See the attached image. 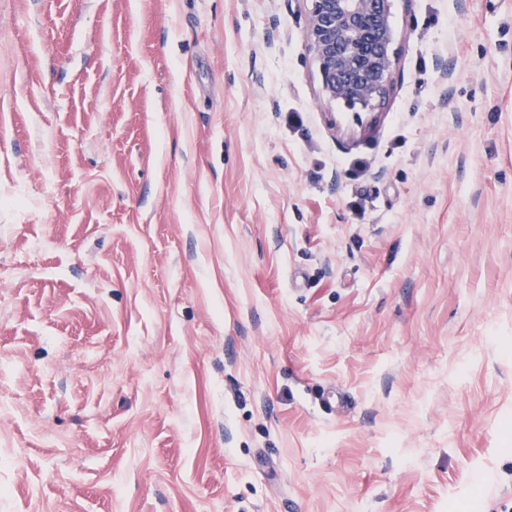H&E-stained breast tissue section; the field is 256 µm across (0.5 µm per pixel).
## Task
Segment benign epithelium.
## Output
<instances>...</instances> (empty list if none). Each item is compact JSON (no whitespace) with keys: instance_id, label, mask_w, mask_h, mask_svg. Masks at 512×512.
<instances>
[{"instance_id":"benign-epithelium-1","label":"benign epithelium","mask_w":512,"mask_h":512,"mask_svg":"<svg viewBox=\"0 0 512 512\" xmlns=\"http://www.w3.org/2000/svg\"><path fill=\"white\" fill-rule=\"evenodd\" d=\"M305 38L330 101L372 109L389 92L395 65L392 0H309Z\"/></svg>"}]
</instances>
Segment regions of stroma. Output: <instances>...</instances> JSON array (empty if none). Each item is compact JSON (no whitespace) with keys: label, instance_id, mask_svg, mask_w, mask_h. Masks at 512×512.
<instances>
[{"label":"stroma","instance_id":"obj_1","mask_svg":"<svg viewBox=\"0 0 512 512\" xmlns=\"http://www.w3.org/2000/svg\"><path fill=\"white\" fill-rule=\"evenodd\" d=\"M308 8L0 0V512H512V0ZM305 38L322 94L373 109L389 92L395 65L392 0H307Z\"/></svg>","mask_w":512,"mask_h":512}]
</instances>
